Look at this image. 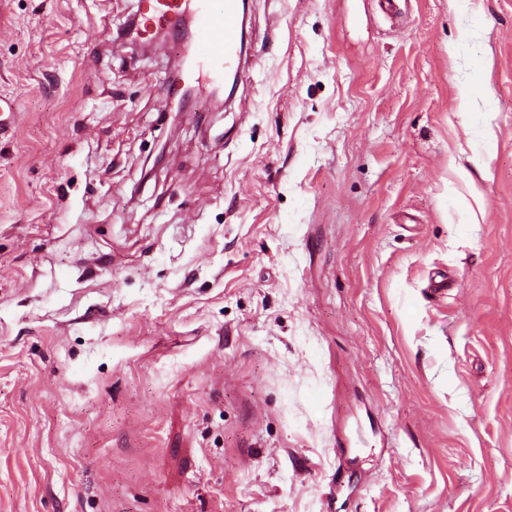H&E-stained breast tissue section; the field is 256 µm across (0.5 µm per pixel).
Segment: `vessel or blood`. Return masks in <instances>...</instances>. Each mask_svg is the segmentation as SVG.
Masks as SVG:
<instances>
[{
  "mask_svg": "<svg viewBox=\"0 0 512 512\" xmlns=\"http://www.w3.org/2000/svg\"><path fill=\"white\" fill-rule=\"evenodd\" d=\"M244 0H142V35L157 30H177L184 16H191L194 29L186 43L185 63L175 85L206 83L214 88L238 76L243 66Z\"/></svg>",
  "mask_w": 512,
  "mask_h": 512,
  "instance_id": "obj_1",
  "label": "vessel or blood"
}]
</instances>
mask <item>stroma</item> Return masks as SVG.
<instances>
[{
	"instance_id": "35a3bbf8",
	"label": "stroma",
	"mask_w": 512,
	"mask_h": 512,
	"mask_svg": "<svg viewBox=\"0 0 512 512\" xmlns=\"http://www.w3.org/2000/svg\"><path fill=\"white\" fill-rule=\"evenodd\" d=\"M399 6L174 116L136 0H0V512H512V0Z\"/></svg>"
}]
</instances>
